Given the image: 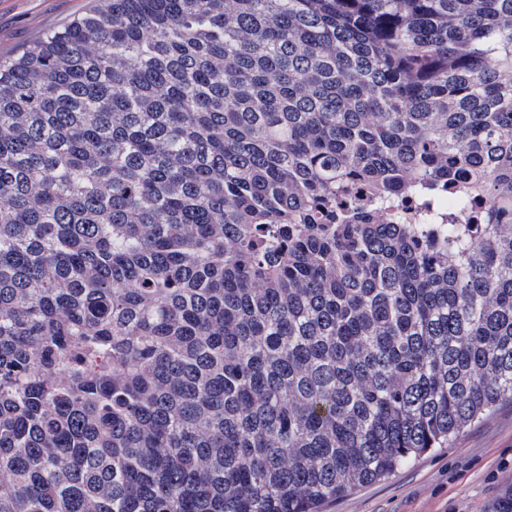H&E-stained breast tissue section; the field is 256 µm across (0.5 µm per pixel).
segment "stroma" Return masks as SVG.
I'll use <instances>...</instances> for the list:
<instances>
[{
    "label": "stroma",
    "instance_id": "1",
    "mask_svg": "<svg viewBox=\"0 0 512 512\" xmlns=\"http://www.w3.org/2000/svg\"><path fill=\"white\" fill-rule=\"evenodd\" d=\"M97 0H0V59L90 10ZM512 491V403L501 402L447 447L330 503L326 512H496Z\"/></svg>",
    "mask_w": 512,
    "mask_h": 512
}]
</instances>
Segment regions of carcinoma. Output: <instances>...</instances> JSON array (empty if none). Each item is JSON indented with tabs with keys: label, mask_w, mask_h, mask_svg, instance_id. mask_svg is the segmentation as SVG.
<instances>
[{
	"label": "carcinoma",
	"mask_w": 512,
	"mask_h": 512,
	"mask_svg": "<svg viewBox=\"0 0 512 512\" xmlns=\"http://www.w3.org/2000/svg\"><path fill=\"white\" fill-rule=\"evenodd\" d=\"M505 400L512 0H101L0 61V512H319Z\"/></svg>",
	"instance_id": "carcinoma-1"
}]
</instances>
